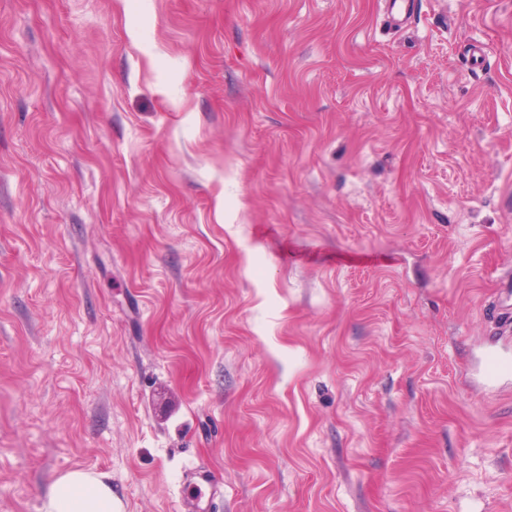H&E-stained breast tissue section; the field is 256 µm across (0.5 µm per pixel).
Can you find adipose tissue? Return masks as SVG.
<instances>
[{
  "label": "adipose tissue",
  "instance_id": "1",
  "mask_svg": "<svg viewBox=\"0 0 512 512\" xmlns=\"http://www.w3.org/2000/svg\"><path fill=\"white\" fill-rule=\"evenodd\" d=\"M42 512H121V505L106 475L71 470L51 484Z\"/></svg>",
  "mask_w": 512,
  "mask_h": 512
}]
</instances>
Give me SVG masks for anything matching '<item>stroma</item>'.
I'll return each instance as SVG.
<instances>
[{
  "mask_svg": "<svg viewBox=\"0 0 512 512\" xmlns=\"http://www.w3.org/2000/svg\"><path fill=\"white\" fill-rule=\"evenodd\" d=\"M416 2L0 0V512H512V0ZM108 477L85 470H71L51 484L42 512H121Z\"/></svg>",
  "mask_w": 512,
  "mask_h": 512,
  "instance_id": "obj_1",
  "label": "stroma"
}]
</instances>
